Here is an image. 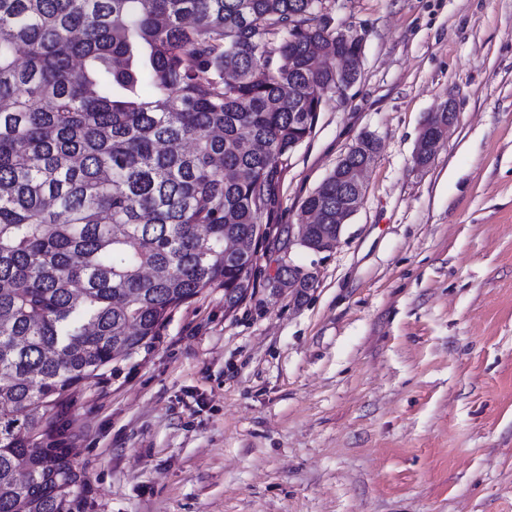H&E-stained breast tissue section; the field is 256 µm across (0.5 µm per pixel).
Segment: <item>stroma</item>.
<instances>
[{"label": "stroma", "mask_w": 512, "mask_h": 512, "mask_svg": "<svg viewBox=\"0 0 512 512\" xmlns=\"http://www.w3.org/2000/svg\"><path fill=\"white\" fill-rule=\"evenodd\" d=\"M330 8L361 71L288 158L252 294L173 308L52 420L83 512H512V0ZM367 131L382 147L336 247H289ZM290 261L312 287L269 286ZM446 113L447 110L442 107L439 112H436L433 115L432 120L435 121L441 118V121L448 120V123L438 121L437 123L427 124L422 130L414 156L415 165L418 168H425L431 163L438 152L447 131H449L451 126L454 124L456 115L451 104H448V116Z\"/></svg>", "instance_id": "35a3bbf8"}]
</instances>
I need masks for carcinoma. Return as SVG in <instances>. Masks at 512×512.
<instances>
[{"label": "carcinoma", "mask_w": 512, "mask_h": 512, "mask_svg": "<svg viewBox=\"0 0 512 512\" xmlns=\"http://www.w3.org/2000/svg\"><path fill=\"white\" fill-rule=\"evenodd\" d=\"M326 2L0 0V512H71L83 476L29 432L174 307L255 287L226 239L272 223L336 58L361 55ZM347 193L332 174L302 203L310 240Z\"/></svg>", "instance_id": "carcinoma-1"}]
</instances>
